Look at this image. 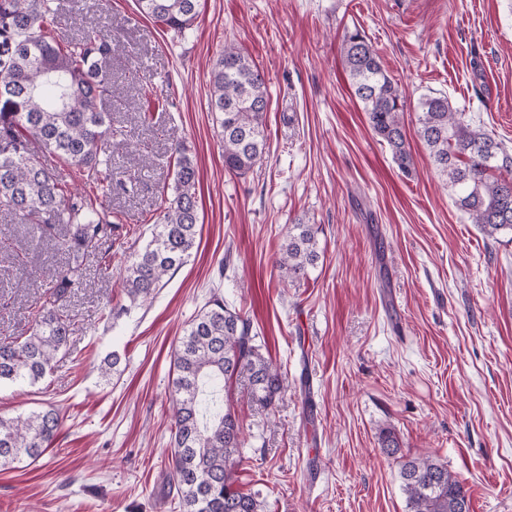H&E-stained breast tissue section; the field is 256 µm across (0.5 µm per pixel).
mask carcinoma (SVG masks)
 <instances>
[{"instance_id":"1","label":"carcinoma","mask_w":512,"mask_h":512,"mask_svg":"<svg viewBox=\"0 0 512 512\" xmlns=\"http://www.w3.org/2000/svg\"><path fill=\"white\" fill-rule=\"evenodd\" d=\"M199 0H136L139 13L184 37L196 22ZM55 0H0V213L29 226L42 242L67 252L69 261L45 281L28 330L0 340V384H35L51 370L72 335L68 299L84 280V260L112 245L118 226L104 200L125 188L112 169V37L99 24L69 36L48 28ZM340 54L354 97L389 146L398 168L413 163L404 124V100L381 58L359 30L344 35ZM209 111L224 148V167L245 176L264 160L268 108L265 74L232 44L210 74ZM417 135L436 174L450 188L467 220L495 239L512 234V149L454 109L448 97L425 96ZM48 153L68 168L63 175L41 160ZM171 195L150 238L126 256L120 269L130 302H147L190 257L199 224L197 162L182 144ZM94 186L95 197L70 182ZM314 224L288 225L275 266L290 284L307 278L318 251ZM253 322L213 293L186 325L173 352L172 426L168 482L178 512H263L259 494L235 488L244 445L235 410H213L215 387L247 384L252 401L271 408L284 388L280 368L261 352ZM62 419L51 406L25 417L0 416V467L35 460L55 441ZM409 512H457L467 491L431 457L401 463Z\"/></svg>"}]
</instances>
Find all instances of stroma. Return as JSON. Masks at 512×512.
Returning <instances> with one entry per match:
<instances>
[{
    "mask_svg": "<svg viewBox=\"0 0 512 512\" xmlns=\"http://www.w3.org/2000/svg\"><path fill=\"white\" fill-rule=\"evenodd\" d=\"M112 19V167L133 175L109 204L120 237L85 261L68 301L67 355L36 384L0 385V415L48 406L64 420L37 459L0 468V512H171L174 346L212 293L251 318L288 386L272 409L224 390L244 433L238 478L264 512H407L403 457H433L470 512H512V238L485 237L455 206L415 130L427 95L512 148V0H200L180 39L135 0H57L78 34ZM361 30L405 94L415 170L405 176L351 94L340 55ZM232 43L268 79L270 152L237 177L208 109L210 73ZM152 84L160 97H145ZM195 157L200 234L151 303L120 318L118 271L173 178L172 146ZM321 258L280 281L274 258L295 220ZM67 254L0 215V340L31 325L46 274ZM120 374L102 376L111 353ZM391 431L400 452L381 449Z\"/></svg>",
    "mask_w": 512,
    "mask_h": 512,
    "instance_id": "obj_1",
    "label": "stroma"
}]
</instances>
